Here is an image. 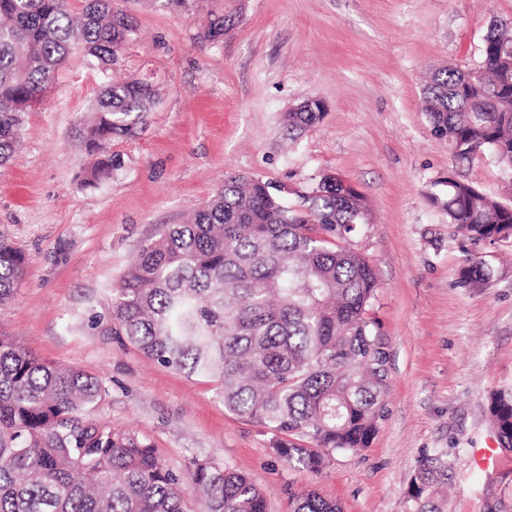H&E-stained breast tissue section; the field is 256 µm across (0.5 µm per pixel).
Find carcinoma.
I'll use <instances>...</instances> for the list:
<instances>
[{
	"mask_svg": "<svg viewBox=\"0 0 512 512\" xmlns=\"http://www.w3.org/2000/svg\"><path fill=\"white\" fill-rule=\"evenodd\" d=\"M0 0V165L11 158L23 115L42 101L75 50L108 74L135 39L117 0ZM195 40L216 45L231 19L209 0ZM155 73L107 79L75 126L91 162L80 186L97 188L121 166L112 141L135 136L160 104ZM435 136L464 160L486 150L512 170V25H490L479 64L434 73L425 90ZM324 116L318 99L284 114L290 129ZM295 209L260 178L224 179L190 222L145 240L112 290V321L144 355L218 384L224 409L276 437L273 453L318 474L337 452L370 447L385 417L388 353L371 314L379 284L369 262L344 242L369 223V205L338 176L324 175ZM448 224L472 243L512 237V208L473 185L448 180ZM29 258L0 235V305L11 300ZM466 285L487 280L472 255ZM102 398L97 379L40 361L0 336V512H188L189 488L207 512H268L248 475L195 460L190 484L167 468L138 432L87 418ZM488 411L500 446L512 449V389L494 390ZM453 461L421 459L408 512H446L440 489ZM292 512H341L314 491Z\"/></svg>",
	"mask_w": 512,
	"mask_h": 512,
	"instance_id": "cac0c4a2",
	"label": "carcinoma"
}]
</instances>
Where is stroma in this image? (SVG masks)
Listing matches in <instances>:
<instances>
[{"label": "stroma", "mask_w": 512, "mask_h": 512, "mask_svg": "<svg viewBox=\"0 0 512 512\" xmlns=\"http://www.w3.org/2000/svg\"><path fill=\"white\" fill-rule=\"evenodd\" d=\"M137 25L121 75L157 71L162 104L143 132L117 140L123 165L96 189L72 135L103 84L74 53L0 166V234L30 260L0 336L41 361L77 367L103 386L90 418L142 433L166 466L188 476L213 459L262 487L269 512L314 490L343 512H408L411 478L447 450L454 469L447 512H512V452L497 470L472 466L495 442L491 390L512 388V238L472 244L441 200L449 178L512 207V171L480 150L457 160L431 131L424 88L432 70L481 60L492 20L512 23V0H224L232 24L197 44L208 5L175 13L122 0ZM326 115L289 130L283 115L310 100ZM362 193L372 222L351 246L373 267L374 313L389 353L387 412L370 448L336 453L315 475L277 458L275 437L225 410L213 381L146 357L112 329L111 290L141 243L185 222L224 178H262L298 206L320 177ZM492 276L459 279L469 255Z\"/></svg>", "instance_id": "obj_1"}]
</instances>
